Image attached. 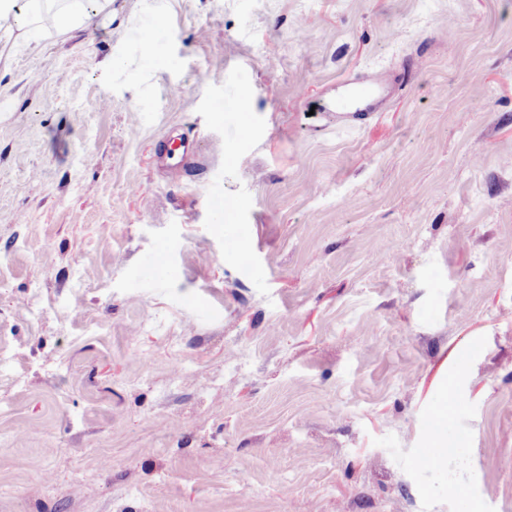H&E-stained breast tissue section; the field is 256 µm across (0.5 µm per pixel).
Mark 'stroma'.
I'll list each match as a JSON object with an SVG mask.
<instances>
[{"label": "stroma", "instance_id": "1", "mask_svg": "<svg viewBox=\"0 0 512 512\" xmlns=\"http://www.w3.org/2000/svg\"><path fill=\"white\" fill-rule=\"evenodd\" d=\"M85 9L0 29V512H512V0ZM67 6L58 11L53 21L59 32L80 28L87 22V14L81 0H65ZM395 83L394 77L381 71L351 76L336 83L332 93L323 99V109L345 125H360L385 107Z\"/></svg>", "mask_w": 512, "mask_h": 512}]
</instances>
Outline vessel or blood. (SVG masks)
<instances>
[{"label": "vessel or blood", "mask_w": 512, "mask_h": 512, "mask_svg": "<svg viewBox=\"0 0 512 512\" xmlns=\"http://www.w3.org/2000/svg\"><path fill=\"white\" fill-rule=\"evenodd\" d=\"M395 89V79L384 72L351 76L340 81L323 100L324 111L349 126L364 123L372 113L381 111Z\"/></svg>", "instance_id": "vessel-or-blood-1"}]
</instances>
